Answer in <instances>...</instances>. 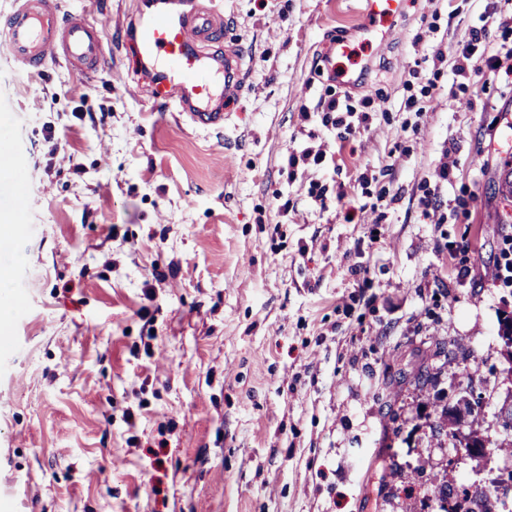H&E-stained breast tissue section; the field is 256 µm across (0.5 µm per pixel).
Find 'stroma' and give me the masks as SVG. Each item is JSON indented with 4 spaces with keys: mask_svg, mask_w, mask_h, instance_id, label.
<instances>
[{
    "mask_svg": "<svg viewBox=\"0 0 512 512\" xmlns=\"http://www.w3.org/2000/svg\"><path fill=\"white\" fill-rule=\"evenodd\" d=\"M136 2L85 4L119 77L0 51V512H468L512 470L436 435L473 393L463 433L496 438L512 400V0H408L369 46L358 0H224L249 71L220 133L150 100ZM340 40L360 86L320 69Z\"/></svg>",
    "mask_w": 512,
    "mask_h": 512,
    "instance_id": "obj_1",
    "label": "stroma"
}]
</instances>
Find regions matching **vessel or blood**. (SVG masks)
Listing matches in <instances>:
<instances>
[{
	"label": "vessel or blood",
	"instance_id": "b4317fda",
	"mask_svg": "<svg viewBox=\"0 0 512 512\" xmlns=\"http://www.w3.org/2000/svg\"><path fill=\"white\" fill-rule=\"evenodd\" d=\"M357 31L363 41L377 38L381 28L401 17L407 0H361ZM135 32L129 44L135 66L156 75L155 99L175 107L191 124L215 131L224 128V113L215 99H233V85L247 76L239 49L224 51V64L211 66L206 48L221 39L224 15L214 0H148L132 12ZM0 48L19 69L40 70L64 61L73 74L86 77L105 69L109 52L97 22L85 13L67 12L61 0H14L0 16ZM348 42L336 44L325 66L340 85L352 86L354 71L337 70L336 60L349 54Z\"/></svg>",
	"mask_w": 512,
	"mask_h": 512
}]
</instances>
